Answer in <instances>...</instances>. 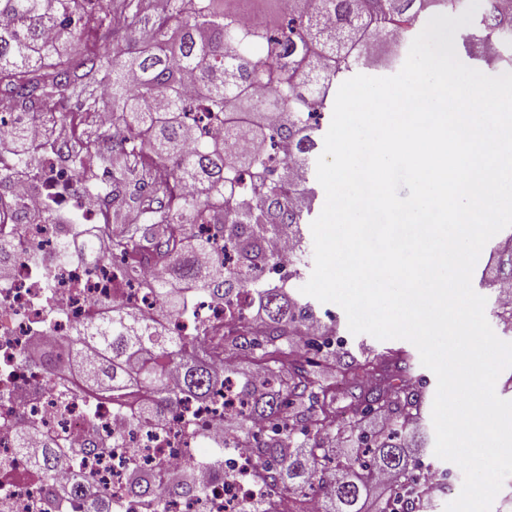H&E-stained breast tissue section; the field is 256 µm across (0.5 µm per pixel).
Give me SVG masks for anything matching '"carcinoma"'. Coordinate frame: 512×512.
I'll list each match as a JSON object with an SVG mask.
<instances>
[{"mask_svg":"<svg viewBox=\"0 0 512 512\" xmlns=\"http://www.w3.org/2000/svg\"><path fill=\"white\" fill-rule=\"evenodd\" d=\"M222 0H166L152 22L154 42L136 45L127 58L92 47L64 56L82 33L104 39L127 30L148 8L147 0H0V84L12 110L33 116L60 110L64 95L76 100L84 124L112 140V253L143 244L171 265L172 276L152 287L161 316L183 317L191 299L236 304L262 301L264 331L246 316L224 334L175 336L158 320L133 310L92 317L72 337L70 360L49 351L29 361L57 376L77 374L91 389L135 386L153 397L137 425L183 399H208L216 386L214 360L256 355L261 379L234 378L243 406L234 419L236 442L257 449L255 473L290 500L318 494V512H425L434 486L429 466L411 458L418 434L407 435L423 416L427 380L405 356L390 354L345 362L329 340L325 360L341 369L348 391L324 381L323 368L296 342L312 308L279 288L262 287L259 272L283 263L266 254L273 237L304 243L301 225L314 210L309 186L315 135L345 73L370 60L385 33L409 35L421 15L453 11L460 0H292L272 21H246ZM481 35H466L469 53L488 65L504 61L499 39L512 36V0H483ZM112 85L115 127L96 122ZM224 117V139L193 135L181 117ZM137 222L125 224L128 213ZM210 224V238L223 242L220 265H202L206 248L194 225ZM237 256L226 265L227 252ZM499 275L485 283L495 294H512V249H497ZM384 419L381 429L365 418ZM92 448L51 446L32 462L50 484L71 456ZM141 496L167 492L153 476L130 471ZM391 478L387 498L373 496L378 481ZM72 495L86 512H112L105 494L76 479ZM399 510H393L394 505Z\"/></svg>","mask_w":512,"mask_h":512,"instance_id":"obj_1","label":"carcinoma"}]
</instances>
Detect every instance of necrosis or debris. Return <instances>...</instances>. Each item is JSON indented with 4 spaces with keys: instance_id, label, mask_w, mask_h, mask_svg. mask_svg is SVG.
Segmentation results:
<instances>
[{
    "instance_id": "necrosis-or-debris-1",
    "label": "necrosis or debris",
    "mask_w": 512,
    "mask_h": 512,
    "mask_svg": "<svg viewBox=\"0 0 512 512\" xmlns=\"http://www.w3.org/2000/svg\"><path fill=\"white\" fill-rule=\"evenodd\" d=\"M37 164L30 179L14 180L0 194V237L20 244V251L0 262V512H83L77 498L61 497L50 504L49 488L32 470L34 454L16 446V433L35 431L67 448L95 440L102 451L89 458H73L61 467L56 483L68 485L77 475L92 476L112 501L113 512H155L151 498L131 503L127 495L129 464L154 470L167 463L165 484L192 475L206 491L204 498L167 499L166 512H239L241 504L271 497L270 488L254 479V449L232 448L223 471L208 463L217 448L199 445V433L224 437L230 416L240 408L235 384L217 386L210 398L185 399L179 413L156 412L151 423L132 427L146 395L128 390L101 395L82 390L78 379L50 376L21 364L19 354L34 346L68 352L74 330L91 314H108L127 307L153 318L151 281L167 278V264L152 262L131 287H120L124 261L97 262L67 256L69 226L61 220L28 224L17 210L65 212L78 223L101 225L112 208L111 194L92 189L98 175L93 165L75 173L64 165L56 147L44 137L33 142ZM88 188L74 191L78 177ZM241 316L238 306L209 300L197 303L187 316L165 320L167 330L192 336L201 329L223 331Z\"/></svg>"
}]
</instances>
